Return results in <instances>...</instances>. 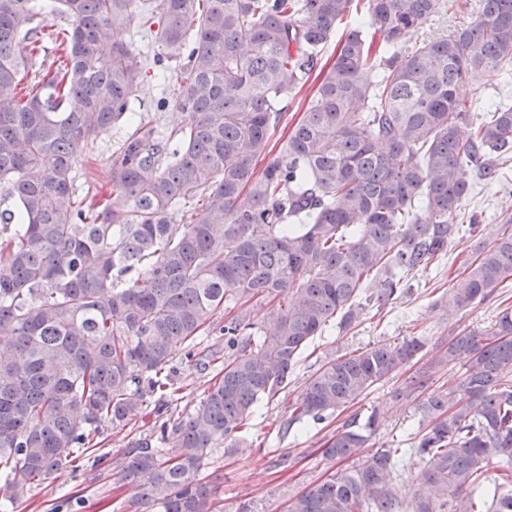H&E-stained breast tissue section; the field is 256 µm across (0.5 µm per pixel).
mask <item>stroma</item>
Here are the masks:
<instances>
[{"label":"stroma","instance_id":"1","mask_svg":"<svg viewBox=\"0 0 512 512\" xmlns=\"http://www.w3.org/2000/svg\"><path fill=\"white\" fill-rule=\"evenodd\" d=\"M146 81L147 94L134 100V111L158 120L164 130L182 123L185 116L179 110L155 109L158 98L177 95L175 81L152 73ZM468 95L476 113L493 102L512 105V78L494 71L484 73L470 79ZM114 141V135H102L77 151L74 173L80 189L107 190L106 172ZM464 208L466 216L484 225V238L488 241L495 238L503 224L512 222V161L500 166L498 179L473 176ZM473 257L471 241L455 242L429 270L412 277L407 292L399 299L368 313L352 327H329L309 343L288 387L273 401L259 403L251 417L246 436L252 441V448L239 453L214 449L205 475L217 490L221 512H236L238 504L245 501L252 504L255 512H285L289 497L325 476L326 466L318 448L329 434V427L308 421L284 436L279 426L327 357L396 342L406 336L437 338L454 328L486 329L502 308L512 306V284L507 282L473 310L447 317L443 305L452 279ZM173 365L178 390L170 409L177 413L192 411L204 396L210 374L187 360L180 350L174 353ZM401 383V378L396 377L377 385L355 406L356 412L364 416L379 411L380 424L373 438L376 447H409L410 435L418 426L413 404L398 395ZM156 420L153 405L143 406L129 430L105 429L100 445L106 456L102 465H93L87 459L77 461L75 467L32 489L21 501L0 497V512H138L135 490L121 478L115 462L126 448L129 434H152Z\"/></svg>","mask_w":512,"mask_h":512}]
</instances>
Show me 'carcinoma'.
<instances>
[{
	"instance_id": "1",
	"label": "carcinoma",
	"mask_w": 512,
	"mask_h": 512,
	"mask_svg": "<svg viewBox=\"0 0 512 512\" xmlns=\"http://www.w3.org/2000/svg\"><path fill=\"white\" fill-rule=\"evenodd\" d=\"M441 0H54L60 37L37 0H0V481L9 498L124 429L149 397L170 396L173 353L218 370L193 411L132 438L116 467L138 502L210 512L203 470L213 449L246 444L247 421L288 387L300 355L331 325L347 329L405 294L409 276L458 240L470 171L512 158V106L475 116L466 79L512 72V0H477L446 34L418 41ZM363 30L319 53L352 12ZM162 48L112 39L133 21ZM52 60L35 66V53ZM181 61L171 67V61ZM179 82L188 114L163 133L132 113L148 67ZM319 82L275 157L272 134L310 74ZM471 125L468 138L461 126ZM123 129L110 192L78 193L79 144ZM190 212L189 220L176 216ZM372 278L374 291L363 287ZM512 279V224L455 277L448 314L475 308ZM254 299H266L259 310ZM430 343L425 336L331 357L281 425L323 423L358 403ZM402 383L417 402L410 448L365 452L377 411L325 437L327 475L288 512H399L394 473L422 465L411 512H512V307L492 331L433 342ZM465 357L460 380L430 390ZM355 458V465L336 464Z\"/></svg>"
}]
</instances>
